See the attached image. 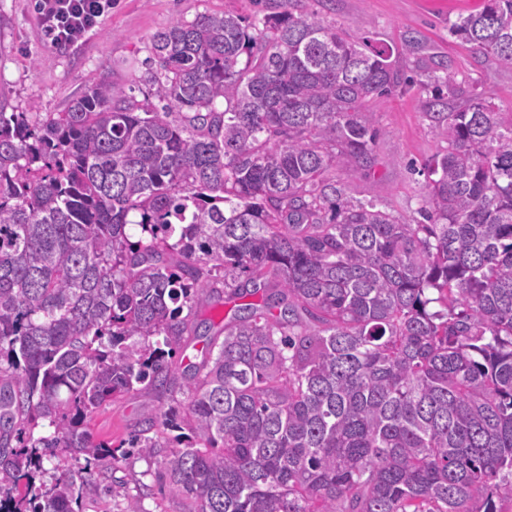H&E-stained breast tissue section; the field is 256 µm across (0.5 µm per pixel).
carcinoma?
Returning a JSON list of instances; mask_svg holds the SVG:
<instances>
[{
    "mask_svg": "<svg viewBox=\"0 0 512 512\" xmlns=\"http://www.w3.org/2000/svg\"><path fill=\"white\" fill-rule=\"evenodd\" d=\"M449 32L512 63V0ZM149 50L142 100L103 79L43 118L0 103V512H74L92 464L134 451L195 512H498L512 122L426 105L447 147L411 224L333 176L373 165L369 103L410 83L386 48L286 8L177 17ZM204 294L233 304L221 341ZM140 385L185 398L92 443L86 419ZM56 448L78 467L36 484Z\"/></svg>",
    "mask_w": 512,
    "mask_h": 512,
    "instance_id": "obj_1",
    "label": "carcinoma"
}]
</instances>
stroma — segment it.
I'll use <instances>...</instances> for the list:
<instances>
[{"mask_svg":"<svg viewBox=\"0 0 512 512\" xmlns=\"http://www.w3.org/2000/svg\"><path fill=\"white\" fill-rule=\"evenodd\" d=\"M482 0H291L293 12L314 13L325 25L386 45L406 74L421 59L447 62L462 98H486L512 119V63L484 55L450 34L457 18ZM205 12L248 17L267 14L266 0H112V14L85 40L63 50L45 40L35 0H0V98L12 112L64 111L86 86L106 78L132 87L136 98L149 91L144 81L150 38L173 17L194 20ZM436 94L431 78L371 105L382 136L375 162L365 170L346 157L336 161V179L347 198L375 199L403 221L417 219L425 177L421 168L445 147L432 132L424 106ZM169 399L137 391L105 403L88 418L94 443L118 446L148 411L168 407ZM102 476L87 487L75 512H125L130 499L143 512H194V501L168 491L156 459L134 454L120 468L101 461Z\"/></svg>","mask_w":512,"mask_h":512,"instance_id":"obj_1","label":"stroma"}]
</instances>
